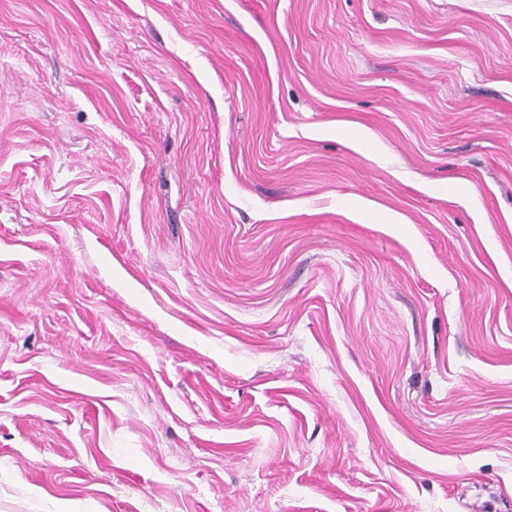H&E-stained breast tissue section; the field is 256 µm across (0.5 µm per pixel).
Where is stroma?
I'll return each instance as SVG.
<instances>
[{
  "mask_svg": "<svg viewBox=\"0 0 512 512\" xmlns=\"http://www.w3.org/2000/svg\"><path fill=\"white\" fill-rule=\"evenodd\" d=\"M512 0H0V512H506Z\"/></svg>",
  "mask_w": 512,
  "mask_h": 512,
  "instance_id": "stroma-1",
  "label": "stroma"
}]
</instances>
